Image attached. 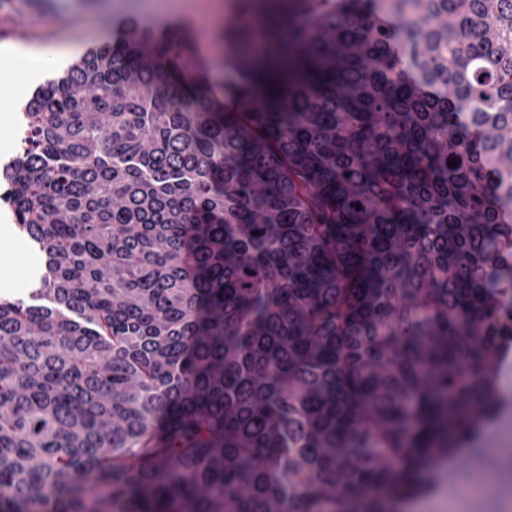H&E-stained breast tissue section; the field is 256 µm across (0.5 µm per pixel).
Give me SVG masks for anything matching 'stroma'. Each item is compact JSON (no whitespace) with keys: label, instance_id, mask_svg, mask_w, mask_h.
I'll list each match as a JSON object with an SVG mask.
<instances>
[{"label":"stroma","instance_id":"stroma-1","mask_svg":"<svg viewBox=\"0 0 512 512\" xmlns=\"http://www.w3.org/2000/svg\"><path fill=\"white\" fill-rule=\"evenodd\" d=\"M118 17L201 28L196 51L211 81L227 87L240 84V72L222 63L224 55L234 52V43L215 39L212 28L205 26L210 19L214 25L231 21L253 27L254 14L240 0H0V46L31 47L43 55L36 73L22 86L0 94V163L20 149L18 118L26 99L73 62V55L61 54V47L70 43L83 51L105 43L108 23ZM8 213L7 205L0 202V293L23 298L35 266L29 243ZM439 473L435 488L415 499L410 512H512V406L498 415L479 452L441 465ZM476 478L481 481L479 490L465 494V486Z\"/></svg>","mask_w":512,"mask_h":512}]
</instances>
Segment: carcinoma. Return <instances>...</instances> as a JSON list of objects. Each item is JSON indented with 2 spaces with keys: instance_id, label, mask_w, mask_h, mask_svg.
<instances>
[{
  "instance_id": "1",
  "label": "carcinoma",
  "mask_w": 512,
  "mask_h": 512,
  "mask_svg": "<svg viewBox=\"0 0 512 512\" xmlns=\"http://www.w3.org/2000/svg\"><path fill=\"white\" fill-rule=\"evenodd\" d=\"M282 2L233 89L132 19L25 103L0 512H402L507 405L512 0Z\"/></svg>"
}]
</instances>
